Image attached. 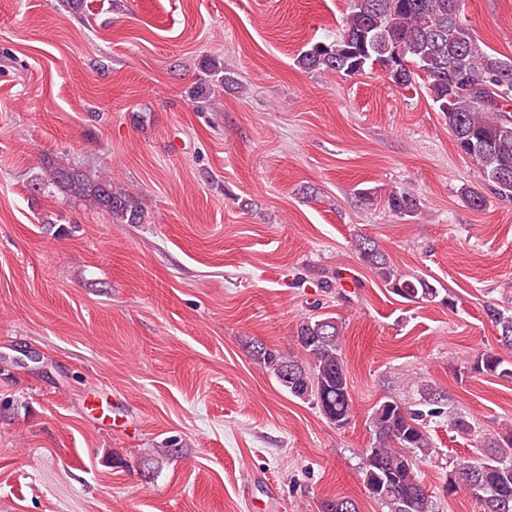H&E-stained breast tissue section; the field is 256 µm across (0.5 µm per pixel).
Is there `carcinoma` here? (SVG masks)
<instances>
[{
  "mask_svg": "<svg viewBox=\"0 0 512 512\" xmlns=\"http://www.w3.org/2000/svg\"><path fill=\"white\" fill-rule=\"evenodd\" d=\"M463 0H349V12L336 38L317 41L298 56L306 70H330L352 77L369 66H385L391 51L400 54L389 73L399 86L421 80L448 122L458 151L484 174L495 193L512 197V58L492 53L461 20ZM208 80L192 90L196 99L209 97L212 87L233 82L231 74L210 62ZM31 189L57 191L110 217L114 224H143L145 203L102 171L83 170L54 157L42 161ZM388 209L398 217H414L420 200L394 189ZM360 261L385 287L408 303L454 307L448 289L426 276L400 271L371 238L355 242ZM488 316L498 330L502 348L512 351V307L491 305ZM343 322L330 313L301 318L297 351L285 353L264 344L252 345L257 365L295 398L311 401L338 428L354 417L353 400L343 354ZM470 373L512 380V360L495 351L472 361ZM412 397L386 396L368 417L372 436L362 453L360 480L366 493L387 512H436V498L421 480L419 466L434 457L430 434L435 418L470 437L481 450L476 461L462 460L448 470L440 496L462 491L476 498L483 512H512V426L485 430L454 407L448 394L430 381H406ZM320 512H359L347 496L325 499Z\"/></svg>",
  "mask_w": 512,
  "mask_h": 512,
  "instance_id": "1",
  "label": "carcinoma"
}]
</instances>
